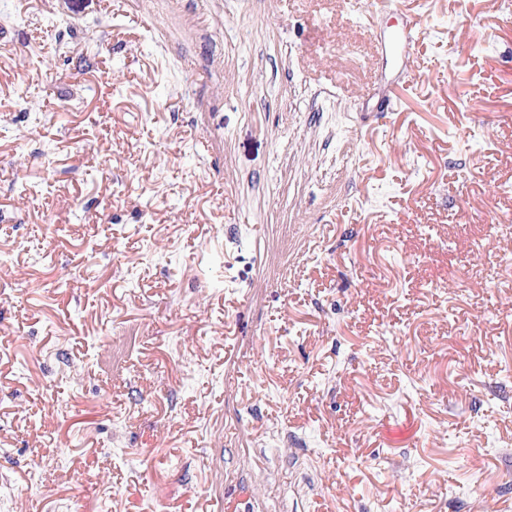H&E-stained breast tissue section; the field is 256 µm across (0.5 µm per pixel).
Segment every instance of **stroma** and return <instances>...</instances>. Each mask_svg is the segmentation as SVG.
<instances>
[{"label": "stroma", "instance_id": "1", "mask_svg": "<svg viewBox=\"0 0 512 512\" xmlns=\"http://www.w3.org/2000/svg\"><path fill=\"white\" fill-rule=\"evenodd\" d=\"M373 2L0 0V512H512V0Z\"/></svg>", "mask_w": 512, "mask_h": 512}]
</instances>
